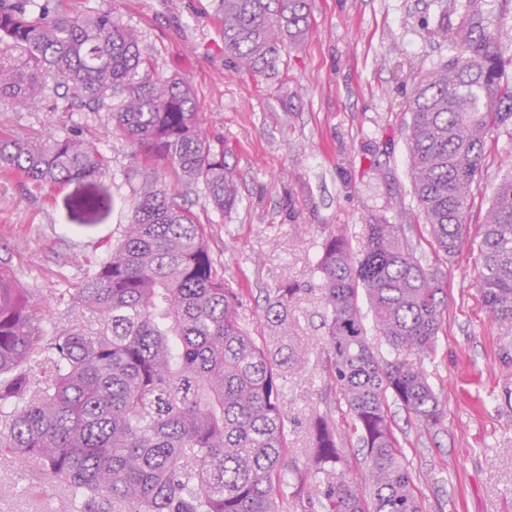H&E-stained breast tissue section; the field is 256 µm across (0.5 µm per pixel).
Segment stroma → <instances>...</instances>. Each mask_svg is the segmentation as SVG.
I'll use <instances>...</instances> for the list:
<instances>
[{
  "instance_id": "obj_1",
  "label": "stroma",
  "mask_w": 512,
  "mask_h": 512,
  "mask_svg": "<svg viewBox=\"0 0 512 512\" xmlns=\"http://www.w3.org/2000/svg\"><path fill=\"white\" fill-rule=\"evenodd\" d=\"M499 0H309L310 29L298 49L282 55L274 73L235 69L224 53V28L215 0H56L60 11L111 12L135 29L155 74L187 79L201 127L224 152L239 189L225 213L207 206L202 187L186 198L207 224L209 247L224 278L240 293L242 324L266 335L267 293L293 281L302 291L288 326L308 362L283 382L280 407L288 461L301 466L311 446L315 414L328 415L341 435L346 477L364 475L365 451L348 427L350 417L329 379L321 279L313 268L326 235L342 230L360 250L368 225H403L425 268L440 271L446 307L430 355H407L422 367L440 401L437 426L420 431L398 405L389 415L412 474L423 512H512V329L489 318L478 290L477 254L447 256L433 242L414 198L402 126L414 78L448 57L438 25L457 26L473 14L512 58V9ZM18 110L0 100V134L40 137L79 127L108 161L95 187L108 206L76 213L78 183L54 189L0 173V269L31 300L49 307L55 322L85 314L74 288L123 237L129 201L140 175L132 148L104 112ZM512 172V135L493 132L468 234H476L502 178ZM58 489L32 479L15 457L0 459V512H59Z\"/></svg>"
}]
</instances>
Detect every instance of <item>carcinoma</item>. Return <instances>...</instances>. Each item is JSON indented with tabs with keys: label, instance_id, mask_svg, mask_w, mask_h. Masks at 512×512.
Masks as SVG:
<instances>
[{
	"label": "carcinoma",
	"instance_id": "carcinoma-1",
	"mask_svg": "<svg viewBox=\"0 0 512 512\" xmlns=\"http://www.w3.org/2000/svg\"><path fill=\"white\" fill-rule=\"evenodd\" d=\"M219 8L224 51L255 74L274 68L309 28L307 0H219ZM466 27L438 29L450 58L413 85L406 103L414 197L449 257L464 243L486 138L512 125L502 51ZM49 81L70 108L110 113L134 147L141 183L123 239L75 289L94 324L48 328L50 310L0 274V455L61 489L68 512H280L287 494L317 499L321 512H422L388 405L423 430L440 420L426 374L400 356L433 351L444 286L414 255L403 225H368L359 255L331 232L317 263L331 378L367 449L359 487L344 476L326 415L309 420L306 465L287 462L278 380L306 364V350L288 336L299 288L284 283L266 298L263 315L277 335L246 332L206 225L178 201V185L199 183L220 213L238 201L188 83L155 75L137 34L109 11L68 15L51 0H0V99L37 107ZM159 164L175 184L160 182ZM0 169L51 187L104 174L96 146L73 132L1 135ZM477 250L482 302L512 328V173L493 193ZM361 294L390 358L368 344Z\"/></svg>",
	"mask_w": 512,
	"mask_h": 512
}]
</instances>
